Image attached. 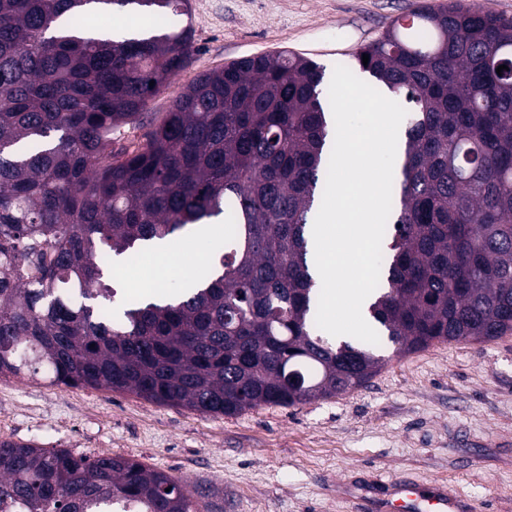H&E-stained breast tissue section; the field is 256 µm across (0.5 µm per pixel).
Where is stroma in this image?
<instances>
[{"mask_svg": "<svg viewBox=\"0 0 512 512\" xmlns=\"http://www.w3.org/2000/svg\"><path fill=\"white\" fill-rule=\"evenodd\" d=\"M446 0H189L199 74L287 49L333 74L419 5ZM364 386L293 407L202 415L105 389L0 380V440L123 456L185 482L202 512H381L380 476L440 487L466 512H512V334L383 352Z\"/></svg>", "mask_w": 512, "mask_h": 512, "instance_id": "1", "label": "stroma"}]
</instances>
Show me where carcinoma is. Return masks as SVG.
Listing matches in <instances>:
<instances>
[{
    "instance_id": "cac0c4a2",
    "label": "carcinoma",
    "mask_w": 512,
    "mask_h": 512,
    "mask_svg": "<svg viewBox=\"0 0 512 512\" xmlns=\"http://www.w3.org/2000/svg\"><path fill=\"white\" fill-rule=\"evenodd\" d=\"M144 14L114 40L94 17ZM189 0H0V378L129 392L206 415L362 386L385 344L512 333V19L418 7L356 54L413 104L398 203L366 318L379 343L317 328L308 262L335 130L324 70L288 50L200 74L130 148L182 71ZM500 65L508 66L497 74ZM220 219L219 272L114 306L113 255ZM199 512L185 483L125 457L0 441V512Z\"/></svg>"
}]
</instances>
